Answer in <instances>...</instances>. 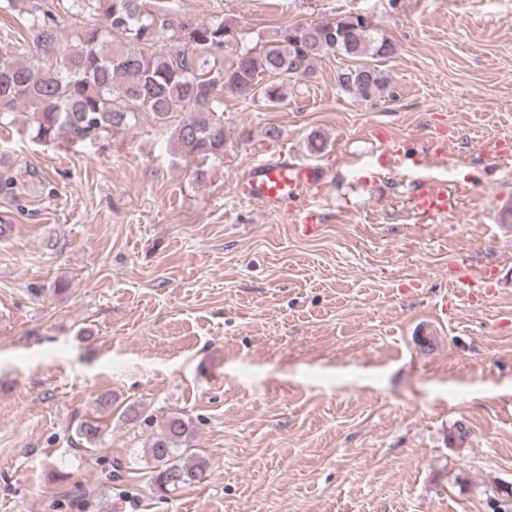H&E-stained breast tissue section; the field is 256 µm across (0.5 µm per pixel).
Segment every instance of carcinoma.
<instances>
[{
    "label": "carcinoma",
    "instance_id": "carcinoma-1",
    "mask_svg": "<svg viewBox=\"0 0 512 512\" xmlns=\"http://www.w3.org/2000/svg\"><path fill=\"white\" fill-rule=\"evenodd\" d=\"M66 2L65 13L100 23L79 27L67 40L57 34L60 17L46 11L28 20L33 47L0 41V124L12 123L22 107L30 114L32 138L43 143L64 136L96 140L137 125L147 114L169 133L174 153L221 161L226 142L221 94L277 102L283 80L306 74L323 54L352 60L337 75L343 91L368 102L393 97L389 77L372 61L391 54L394 45L361 14L281 26L252 46L238 45L220 62L215 52L236 41L222 19L176 24L173 0ZM164 40L169 47L158 46ZM123 422L133 430L158 427L149 446L134 452L149 466L156 492L168 494L206 478V460L182 448L191 421L171 415L158 424L131 406ZM75 433L95 446L103 428L98 419H86Z\"/></svg>",
    "mask_w": 512,
    "mask_h": 512
}]
</instances>
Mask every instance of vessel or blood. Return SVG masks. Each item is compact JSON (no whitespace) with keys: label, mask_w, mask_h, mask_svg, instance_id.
Listing matches in <instances>:
<instances>
[{"label":"vessel or blood","mask_w":512,"mask_h":512,"mask_svg":"<svg viewBox=\"0 0 512 512\" xmlns=\"http://www.w3.org/2000/svg\"><path fill=\"white\" fill-rule=\"evenodd\" d=\"M446 136H433L424 151H416L412 142L397 139L389 144L384 154L388 164L421 165L424 155L444 156L447 152ZM478 150L493 163L512 160V141L482 142ZM323 174L316 168L288 161L286 156L255 159L244 181L237 185L238 195L245 200L259 202L271 209L281 208L297 200L301 206L294 212V220L303 232L313 234L319 229V195L315 188ZM417 210L444 215L448 212V186L446 181L430 178L419 181L413 196ZM501 270L494 264H476L466 260L454 263L449 281L452 287L472 299L490 293L499 282Z\"/></svg>","instance_id":"obj_1"}]
</instances>
